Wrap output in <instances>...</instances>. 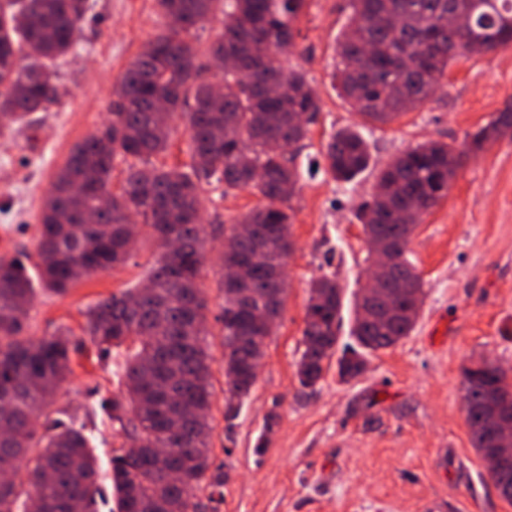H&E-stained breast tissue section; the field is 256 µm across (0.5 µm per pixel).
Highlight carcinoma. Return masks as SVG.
Listing matches in <instances>:
<instances>
[{
    "label": "carcinoma",
    "mask_w": 512,
    "mask_h": 512,
    "mask_svg": "<svg viewBox=\"0 0 512 512\" xmlns=\"http://www.w3.org/2000/svg\"><path fill=\"white\" fill-rule=\"evenodd\" d=\"M307 0H157L166 16L186 25L158 37L118 80L112 123L77 144L57 172L41 216L37 277L19 259L0 261V512H91L97 471L85 423L75 412L53 407L55 390L69 373L72 346L64 334L26 335L35 283L64 293L81 264L91 276L124 264L133 246L128 215L143 217L161 253L148 274L151 287L128 288L99 301L87 313L85 332L108 353L129 344L125 390L112 397V421L128 449L115 457L112 486L117 512H199L197 493L209 500L224 485L212 469L208 422L214 397L208 355L202 345L207 302L200 282L204 228L200 190L212 180L224 191L251 188L265 201L238 223L255 234L234 238L221 255L224 365L238 380L224 390V419L238 414L258 375L266 339L286 292L284 268L292 252L290 226L300 176L288 150L305 139L300 113L320 111L305 74L285 70L294 25ZM352 13L337 40V78L343 97L369 121L388 123L429 102L449 63L476 44L483 53L512 48V0H349ZM86 0H5L0 6V73L9 77L0 130L24 122L59 97L53 63L73 46ZM223 30L208 51L224 50L247 70L220 79L224 95L200 80L201 66L182 34L215 13ZM465 26L448 27V15ZM163 99L168 111L157 112ZM190 172L157 166L151 157L168 148V123L188 100ZM512 138V103L467 136L464 149L430 141L408 149L378 177L360 208L364 233L385 242L395 260L389 284L394 307L386 321L361 312L355 302L352 336L357 347L338 348L342 288L323 275L310 284L297 376L314 386L336 359L343 380L361 374L365 355L396 345L413 330L414 298L424 286L408 258L410 238L422 216L448 194V173L486 144ZM132 158L120 193L109 189L116 156ZM332 178L350 181L370 161L363 135L338 131L325 149ZM94 215L97 222L87 217ZM248 263V281L231 278ZM463 406L472 447L482 458L497 454L481 423L489 395L512 408V377L503 369L464 371ZM34 510H29V505Z\"/></svg>",
    "instance_id": "1"
}]
</instances>
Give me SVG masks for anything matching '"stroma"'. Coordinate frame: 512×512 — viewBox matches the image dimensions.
<instances>
[{
  "label": "stroma",
  "mask_w": 512,
  "mask_h": 512,
  "mask_svg": "<svg viewBox=\"0 0 512 512\" xmlns=\"http://www.w3.org/2000/svg\"><path fill=\"white\" fill-rule=\"evenodd\" d=\"M73 51L58 62L60 97L28 125L0 134V260L34 253L52 181L78 143L110 119L114 88L150 41L170 31L156 0H87ZM348 0H309L286 67L302 71L321 100L308 134L290 155L301 189L291 205L294 251L287 294L258 378L240 412L224 419V331L219 251L235 218L262 206L253 191L201 190L207 300L204 347L217 397L211 457L223 465L222 494L200 492L205 512H512L472 447L463 407V372L484 358L512 370V139L469 156L448 194L423 215L409 243L426 293L417 323L396 345L367 357L343 381L335 366L309 388L297 377L312 280L330 275L343 290L340 343L350 340L354 294L364 284L368 247L358 206L396 156L428 140L457 147L512 102V49L460 57L441 90L394 122L369 124L341 96L333 74ZM351 127L366 139L369 168L333 179L322 155ZM157 254L141 232L128 261L77 280L64 294L38 290L27 334L68 331L78 348L55 398L78 412L97 461V512H113L112 459L126 440L108 407L120 389L124 351L101 355L83 332L90 307L141 285Z\"/></svg>",
  "instance_id": "35a3bbf8"
}]
</instances>
